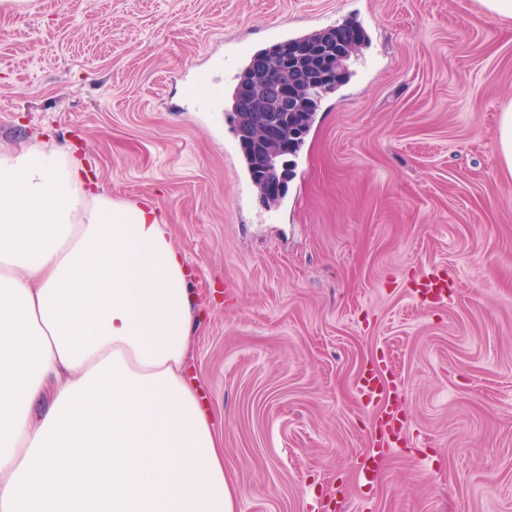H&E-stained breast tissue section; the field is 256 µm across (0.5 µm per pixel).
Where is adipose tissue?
<instances>
[{
    "label": "adipose tissue",
    "instance_id": "ef3b65f1",
    "mask_svg": "<svg viewBox=\"0 0 512 512\" xmlns=\"http://www.w3.org/2000/svg\"><path fill=\"white\" fill-rule=\"evenodd\" d=\"M190 277L157 205L0 154V512H235Z\"/></svg>",
    "mask_w": 512,
    "mask_h": 512
}]
</instances>
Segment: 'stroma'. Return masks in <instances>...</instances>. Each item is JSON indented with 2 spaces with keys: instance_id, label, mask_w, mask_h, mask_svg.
<instances>
[{
  "instance_id": "obj_1",
  "label": "stroma",
  "mask_w": 512,
  "mask_h": 512,
  "mask_svg": "<svg viewBox=\"0 0 512 512\" xmlns=\"http://www.w3.org/2000/svg\"><path fill=\"white\" fill-rule=\"evenodd\" d=\"M354 21L286 195L243 164L229 64ZM220 86L203 112L196 81ZM512 18L480 0H28L0 9V153L61 147L101 191L157 204L205 315L192 369L235 512H512ZM447 268L448 303L409 288ZM377 367L405 433L358 462ZM497 147L506 169L512 173V107L501 113Z\"/></svg>"
}]
</instances>
